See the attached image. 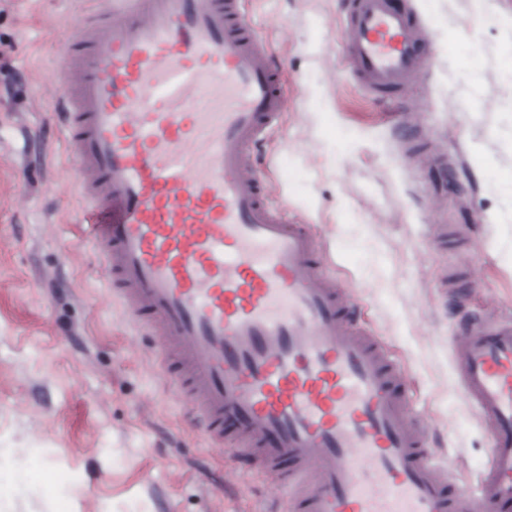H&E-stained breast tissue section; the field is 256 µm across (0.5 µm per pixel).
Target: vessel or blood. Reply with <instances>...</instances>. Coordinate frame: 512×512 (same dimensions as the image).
I'll use <instances>...</instances> for the list:
<instances>
[{"instance_id":"obj_1","label":"vessel or blood","mask_w":512,"mask_h":512,"mask_svg":"<svg viewBox=\"0 0 512 512\" xmlns=\"http://www.w3.org/2000/svg\"><path fill=\"white\" fill-rule=\"evenodd\" d=\"M88 2L53 69L54 116L107 287L157 336L206 440L291 512H512V319L473 316L454 341L462 411L490 438L468 496L319 239L251 160L286 97L242 0ZM343 32L372 96L398 100L425 64L421 21L397 0H350Z\"/></svg>"}]
</instances>
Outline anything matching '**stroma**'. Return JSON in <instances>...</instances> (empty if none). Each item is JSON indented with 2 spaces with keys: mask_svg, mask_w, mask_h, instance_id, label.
Instances as JSON below:
<instances>
[{
  "mask_svg": "<svg viewBox=\"0 0 512 512\" xmlns=\"http://www.w3.org/2000/svg\"><path fill=\"white\" fill-rule=\"evenodd\" d=\"M431 34L403 99L407 155L389 105L354 78L344 0H244L280 61L288 107L264 146L271 201L311 224L327 270L404 369L457 483L487 437L461 416L451 341L468 311L512 316V0H402ZM82 0H0V512H267L277 490L191 421L105 288L83 223L76 159L53 117L49 77ZM455 158L444 170L435 158ZM464 228L440 248L431 227ZM461 272L466 303L442 288Z\"/></svg>",
  "mask_w": 512,
  "mask_h": 512,
  "instance_id": "35a3bbf8",
  "label": "stroma"
}]
</instances>
